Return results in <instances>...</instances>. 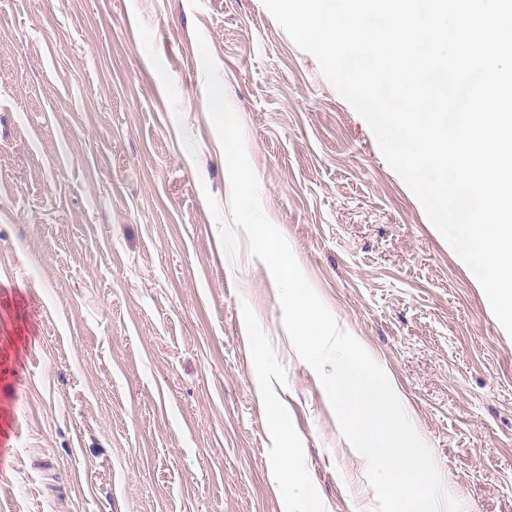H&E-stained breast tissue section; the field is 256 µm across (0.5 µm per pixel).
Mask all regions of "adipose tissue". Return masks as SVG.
Wrapping results in <instances>:
<instances>
[{"mask_svg":"<svg viewBox=\"0 0 512 512\" xmlns=\"http://www.w3.org/2000/svg\"><path fill=\"white\" fill-rule=\"evenodd\" d=\"M277 445L273 450L276 466L270 472L273 486L284 491L286 512H312V497L299 477L297 451L289 440L288 421L276 417Z\"/></svg>","mask_w":512,"mask_h":512,"instance_id":"ef3b65f1","label":"adipose tissue"}]
</instances>
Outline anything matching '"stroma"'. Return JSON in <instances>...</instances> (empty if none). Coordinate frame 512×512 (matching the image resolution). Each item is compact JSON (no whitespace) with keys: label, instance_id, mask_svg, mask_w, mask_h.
<instances>
[{"label":"stroma","instance_id":"1","mask_svg":"<svg viewBox=\"0 0 512 512\" xmlns=\"http://www.w3.org/2000/svg\"><path fill=\"white\" fill-rule=\"evenodd\" d=\"M200 35L308 282L464 512H512V336L262 0H0V512H283L262 372L314 512L375 504L270 270L221 246Z\"/></svg>","mask_w":512,"mask_h":512}]
</instances>
